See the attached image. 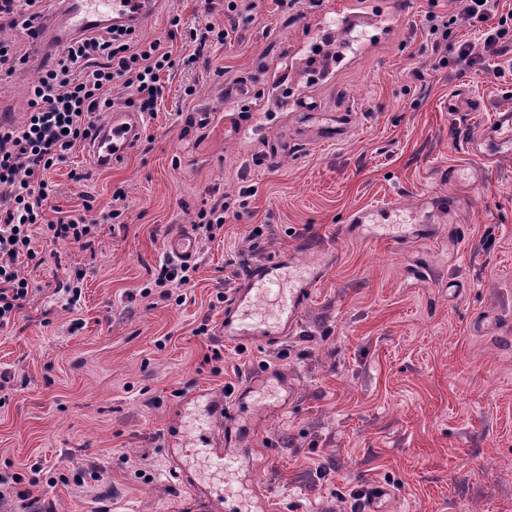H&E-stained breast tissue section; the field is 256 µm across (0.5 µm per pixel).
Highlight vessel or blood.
I'll list each match as a JSON object with an SVG mask.
<instances>
[{"instance_id":"vessel-or-blood-1","label":"vessel or blood","mask_w":512,"mask_h":512,"mask_svg":"<svg viewBox=\"0 0 512 512\" xmlns=\"http://www.w3.org/2000/svg\"><path fill=\"white\" fill-rule=\"evenodd\" d=\"M154 0H61L50 18L32 23L34 35L46 49L85 35L99 22H113L138 28L151 13ZM369 0H336L333 12L338 22L351 24ZM144 123L141 113L113 112L109 121L97 124L87 143L96 166L109 168L123 163L141 141ZM469 156L488 159L490 154L512 150V125L494 124L482 134L465 141ZM398 232L405 240L416 238V227L405 224L392 228L385 224L381 211L362 209L347 220L349 234L361 228ZM166 250L180 263L194 260L198 254L191 231L174 233ZM304 260L285 255L272 257L250 269L246 277L224 297V319L220 335L225 342L277 343L291 334L309 305L314 291L327 274L334 259L330 247L307 239L301 241ZM276 390L280 402L293 399L295 383L278 369L252 372L238 388L233 402L223 394L198 389L184 395L176 404L171 421L161 436V447L172 469L190 489V512H237V505L225 499L220 480L234 476L248 493L250 512H277L278 505L254 484L251 449L246 443L254 432L253 412L260 395ZM391 492L371 487L358 501L359 512H384Z\"/></svg>"}]
</instances>
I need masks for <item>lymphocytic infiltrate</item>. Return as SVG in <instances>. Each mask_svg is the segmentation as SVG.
I'll use <instances>...</instances> for the list:
<instances>
[{"mask_svg": "<svg viewBox=\"0 0 512 512\" xmlns=\"http://www.w3.org/2000/svg\"><path fill=\"white\" fill-rule=\"evenodd\" d=\"M497 7L498 0H462L451 13L427 11L426 47L438 67L465 70L476 63L472 43H448L449 31L458 26L480 33L484 50L494 54L512 43V11L501 14ZM174 64L164 39L137 40L131 30L105 27L66 43L32 86L23 123L0 126V211L5 214L0 221V328L14 321L31 293L18 263L35 258V238L87 248L103 225L126 209V195L118 190L111 209L95 218L78 213L48 219L46 208L55 194L50 169L90 138L95 112L119 104L154 111L162 93L160 75ZM118 87L125 98L113 97Z\"/></svg>", "mask_w": 512, "mask_h": 512, "instance_id": "lymphocytic-infiltrate-1", "label": "lymphocytic infiltrate"}]
</instances>
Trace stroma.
Instances as JSON below:
<instances>
[{
  "label": "stroma",
  "instance_id": "stroma-1",
  "mask_svg": "<svg viewBox=\"0 0 512 512\" xmlns=\"http://www.w3.org/2000/svg\"><path fill=\"white\" fill-rule=\"evenodd\" d=\"M331 2L259 0L200 55L177 36V63L128 160L101 170L80 148L51 169L54 206L98 212L121 188L129 207L93 248L36 241L42 264L21 266L34 293L0 328V374L16 380L0 406V472L40 467L43 512H186L190 492L161 448L171 408L197 387L231 393L268 365L298 379L295 401L262 418L252 441L256 482L283 512H352L375 485L392 491L390 512H512V157L486 162L477 182L464 145L512 121V43L475 68L438 70L422 48L428 0H410L392 26L368 16L334 27L325 44L316 22ZM176 16L187 29L221 24L224 0H156L139 36L167 37ZM0 37L25 59L0 79V118L17 125L53 56L24 30ZM323 45L345 56L329 78L308 63ZM462 88L472 108L451 111ZM301 98L348 114L347 132L311 141L295 115ZM243 191L245 206L199 244L185 302L142 297L167 239L215 195ZM436 193L464 200L457 242L444 224L400 247L345 231L357 210L407 220ZM305 238L336 259L295 332L270 346L225 343L217 292ZM79 266L86 285L71 311L54 288ZM77 317L82 329L67 333ZM93 464L100 480L82 476Z\"/></svg>",
  "mask_w": 512,
  "mask_h": 512
}]
</instances>
